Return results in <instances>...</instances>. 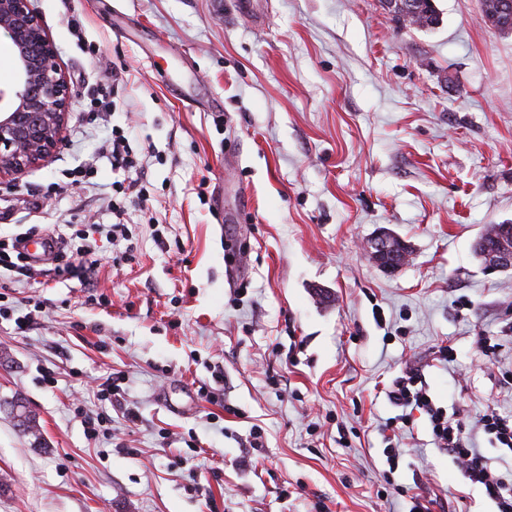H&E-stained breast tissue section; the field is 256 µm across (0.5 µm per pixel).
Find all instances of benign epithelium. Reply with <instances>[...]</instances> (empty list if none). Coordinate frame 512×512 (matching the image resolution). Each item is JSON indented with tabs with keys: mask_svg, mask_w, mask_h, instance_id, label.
Segmentation results:
<instances>
[{
	"mask_svg": "<svg viewBox=\"0 0 512 512\" xmlns=\"http://www.w3.org/2000/svg\"><path fill=\"white\" fill-rule=\"evenodd\" d=\"M0 30L16 48L14 82L0 88V178H18L46 163L63 139L72 101V88L57 51L30 0H0ZM495 233L485 231L479 256L490 271L512 270V247L490 248ZM369 258L393 272L409 260L408 245L387 229L366 244Z\"/></svg>",
	"mask_w": 512,
	"mask_h": 512,
	"instance_id": "1",
	"label": "benign epithelium"
}]
</instances>
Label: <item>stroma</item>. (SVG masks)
Wrapping results in <instances>:
<instances>
[{"label": "stroma", "instance_id": "obj_1", "mask_svg": "<svg viewBox=\"0 0 512 512\" xmlns=\"http://www.w3.org/2000/svg\"><path fill=\"white\" fill-rule=\"evenodd\" d=\"M436 5L425 32L378 0H32L74 97L48 162L0 179V236L111 223V160L68 198L47 187L116 126L150 153L148 202L132 260L6 291L46 308L27 332L0 324V512H409L415 495L495 512L424 413L386 426L392 381L418 370L512 471L475 424L512 415V271L473 252L512 222V34L479 0ZM115 77L114 113L91 120ZM382 228L413 250L393 273L365 252ZM113 373L116 406L85 389ZM18 396L41 444L14 425ZM78 399L111 439H87Z\"/></svg>", "mask_w": 512, "mask_h": 512}]
</instances>
